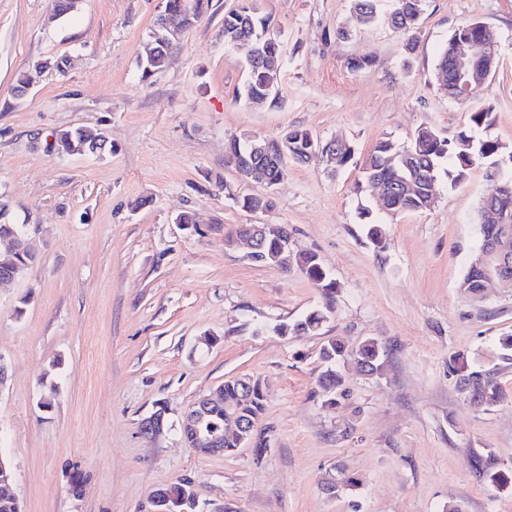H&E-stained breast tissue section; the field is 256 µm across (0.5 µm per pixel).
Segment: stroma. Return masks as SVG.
Listing matches in <instances>:
<instances>
[{
  "label": "stroma",
  "mask_w": 512,
  "mask_h": 512,
  "mask_svg": "<svg viewBox=\"0 0 512 512\" xmlns=\"http://www.w3.org/2000/svg\"><path fill=\"white\" fill-rule=\"evenodd\" d=\"M239 2L211 0L146 78L139 58L166 0H77L64 16L52 0H0V196L35 253L24 278L0 285V451L24 512H153L152 492L181 480L193 512H512V484L473 467L489 452L512 466V360L497 353L512 336V288L478 303L458 287L489 164L458 184L440 171L436 204L393 218L361 176L380 139L404 145L427 126L452 140L488 106L486 137L512 147V0H426L409 57L388 24H358L351 0H261L284 61L277 102L263 107L233 98L247 51L225 47L223 23ZM471 19L497 34L499 63L476 98L453 101L435 64ZM365 56L371 66L349 68ZM72 127L104 132L111 153L53 151ZM293 127L345 140L353 159L337 172L290 162L274 187L241 185L225 143ZM230 187L273 205L241 209ZM365 208L384 222L381 247ZM183 212L195 226L176 224ZM241 224L285 225L294 249L319 255L333 297L226 247ZM314 309L326 315L316 334L278 333ZM332 338L378 340L388 359L378 377L345 366L331 407L318 377ZM464 361L493 373L500 403L471 406ZM244 375L265 391L264 457L196 453L181 414ZM160 409L163 431L144 434ZM347 476L358 486L325 489Z\"/></svg>",
  "instance_id": "1"
}]
</instances>
